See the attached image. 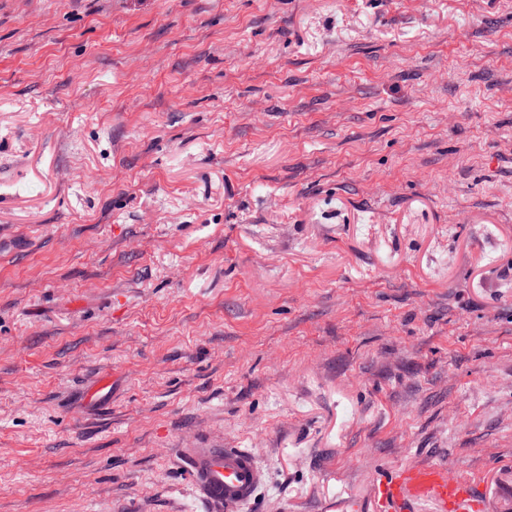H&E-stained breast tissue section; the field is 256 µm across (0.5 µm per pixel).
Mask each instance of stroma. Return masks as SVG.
I'll return each instance as SVG.
<instances>
[{"label":"stroma","mask_w":512,"mask_h":512,"mask_svg":"<svg viewBox=\"0 0 512 512\" xmlns=\"http://www.w3.org/2000/svg\"><path fill=\"white\" fill-rule=\"evenodd\" d=\"M512 508V0H0V512ZM199 495L214 512H239L264 483V470L246 448H181ZM445 465L407 466L374 485L376 512H490L482 492Z\"/></svg>","instance_id":"obj_1"}]
</instances>
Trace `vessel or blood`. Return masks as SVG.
I'll use <instances>...</instances> for the list:
<instances>
[{"label": "vessel or blood", "instance_id": "obj_1", "mask_svg": "<svg viewBox=\"0 0 512 512\" xmlns=\"http://www.w3.org/2000/svg\"><path fill=\"white\" fill-rule=\"evenodd\" d=\"M182 455L199 495L215 512H241L264 482V471L245 448H186ZM376 512H490L481 491L449 475L441 464L407 466L374 485Z\"/></svg>", "mask_w": 512, "mask_h": 512}]
</instances>
